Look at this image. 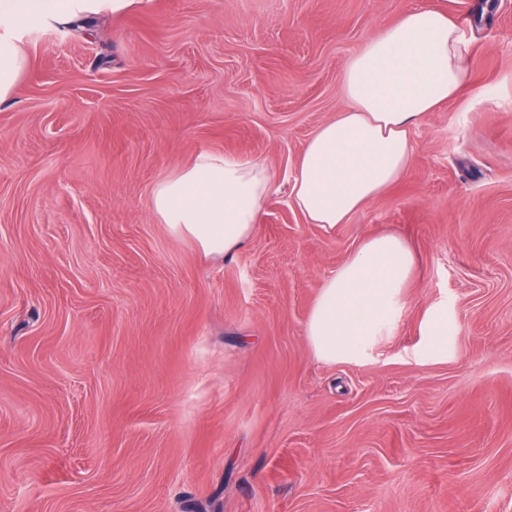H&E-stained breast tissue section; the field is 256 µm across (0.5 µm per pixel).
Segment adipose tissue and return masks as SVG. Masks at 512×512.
<instances>
[{"instance_id": "obj_1", "label": "adipose tissue", "mask_w": 512, "mask_h": 512, "mask_svg": "<svg viewBox=\"0 0 512 512\" xmlns=\"http://www.w3.org/2000/svg\"><path fill=\"white\" fill-rule=\"evenodd\" d=\"M134 0H0V102L14 96L29 57L19 32L32 21L66 26L79 18L121 14ZM468 47L447 12L417 8L369 40L345 64L349 108L322 123L300 153L289 198L306 223L336 226L395 184L409 166L412 131L459 98L471 81ZM267 167L203 152L153 188L149 206L176 238L207 256L240 247L260 222L272 188ZM399 237L362 242L325 280L305 326L324 362L364 357L393 325L416 267Z\"/></svg>"}]
</instances>
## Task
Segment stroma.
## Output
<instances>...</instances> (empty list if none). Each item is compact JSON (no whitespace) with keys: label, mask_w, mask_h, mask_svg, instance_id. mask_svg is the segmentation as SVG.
Segmentation results:
<instances>
[{"label":"stroma","mask_w":512,"mask_h":512,"mask_svg":"<svg viewBox=\"0 0 512 512\" xmlns=\"http://www.w3.org/2000/svg\"><path fill=\"white\" fill-rule=\"evenodd\" d=\"M472 84L345 223L288 204L346 61L421 6ZM0 103V512H512V0H139L32 24ZM202 152L273 176L254 235L204 256L149 208ZM418 256L360 364L305 324L366 239ZM448 353L415 349L430 307Z\"/></svg>","instance_id":"35a3bbf8"}]
</instances>
